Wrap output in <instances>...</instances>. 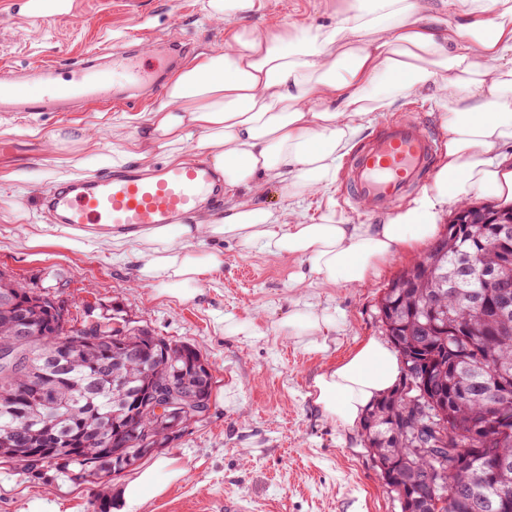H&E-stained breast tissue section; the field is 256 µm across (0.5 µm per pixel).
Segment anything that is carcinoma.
<instances>
[{
	"label": "carcinoma",
	"mask_w": 512,
	"mask_h": 512,
	"mask_svg": "<svg viewBox=\"0 0 512 512\" xmlns=\"http://www.w3.org/2000/svg\"><path fill=\"white\" fill-rule=\"evenodd\" d=\"M494 228L447 225L420 261L389 283L379 303L405 380H415L420 364L432 383L426 414L398 386L364 420L368 448L401 512H503V503H512V425L503 430L495 420L501 411L512 414V308L500 309L498 289L484 287L487 279L512 285V250L487 247ZM59 301L0 271V351L20 352L15 361L0 362V459L19 462L27 449L6 435L26 433L30 447L47 457L48 470L24 466V473L91 483L112 475L127 456L143 458L140 433L156 422L145 404L112 421L119 393L101 366L113 365L134 386L161 382L177 392L199 383L190 361L200 351L171 340L163 349L147 345L143 357L153 370L145 378L106 335L112 315H99L104 335L90 340L87 319L70 314L58 320ZM18 317L31 321L29 335L19 342L11 336ZM34 377L54 395V406L41 409L56 421L54 438L43 436L29 413L27 385ZM424 423L440 426L448 456L417 452L412 435ZM94 430L101 432L97 443L89 442Z\"/></svg>",
	"instance_id": "carcinoma-1"
}]
</instances>
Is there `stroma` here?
I'll list each match as a JSON object with an SVG mask.
<instances>
[{"label":"stroma","instance_id":"35a3bbf8","mask_svg":"<svg viewBox=\"0 0 512 512\" xmlns=\"http://www.w3.org/2000/svg\"><path fill=\"white\" fill-rule=\"evenodd\" d=\"M22 0H0V68L14 71L25 96L44 93L31 67L78 62L89 50L103 52L144 39L152 55L170 43L196 54L223 45L224 24L207 16L204 0H70L68 12L44 21L27 19ZM333 20L323 0H268L250 24L318 25ZM159 97L145 92L117 95L100 104L41 112L29 118L0 112V270L30 287L58 295L74 315L117 311L137 325L197 346L213 374L210 411L181 438L162 449L177 459L184 476L142 512H224V499L239 498L243 512H401L367 447L362 426L342 429L314 405V377L366 338L386 340L378 314L388 284L411 259L400 254L364 286L294 288L298 259L224 243L222 269L206 277L202 296L178 303L137 283L136 241L124 255L92 238L54 227L37 248L28 240L48 223L41 199L57 182L93 178L105 170L112 131L137 135ZM78 126L91 143L79 167L59 164L51 136ZM24 173L21 181L10 180ZM328 311L336 320L326 350L307 348L277 332L297 301ZM258 317L252 336H228L225 320ZM134 471L96 485L45 483L16 465L0 463V512H100L98 495L116 498Z\"/></svg>","mask_w":512,"mask_h":512}]
</instances>
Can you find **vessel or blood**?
<instances>
[{
	"mask_svg": "<svg viewBox=\"0 0 512 512\" xmlns=\"http://www.w3.org/2000/svg\"><path fill=\"white\" fill-rule=\"evenodd\" d=\"M165 60L141 63L133 51L111 54L107 66L51 65L41 69L45 93L27 98L18 81L0 75V112H48L54 106L110 98L117 89L153 83ZM439 154L436 137L411 113L386 120L349 159L342 176L348 208L388 213L422 188ZM224 183L207 161L183 167L130 166L60 184L46 199L56 223L92 233L136 235L148 226L185 224L201 207L220 208Z\"/></svg>",
	"mask_w": 512,
	"mask_h": 512,
	"instance_id": "vessel-or-blood-1",
	"label": "vessel or blood"
}]
</instances>
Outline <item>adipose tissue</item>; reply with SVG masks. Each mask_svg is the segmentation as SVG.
Wrapping results in <instances>:
<instances>
[{"instance_id": "1", "label": "adipose tissue", "mask_w": 512, "mask_h": 512, "mask_svg": "<svg viewBox=\"0 0 512 512\" xmlns=\"http://www.w3.org/2000/svg\"><path fill=\"white\" fill-rule=\"evenodd\" d=\"M265 0H206L225 21L222 49L200 51L174 74L135 137L121 138L107 162L133 158L183 164L204 157L224 179V213L142 232L138 280L181 303L197 300L224 265L219 241L300 260L295 285H366L399 253L433 240L449 205L482 196L512 203V0H336L333 23L248 24ZM455 22H448V15ZM430 92L448 135L429 184L381 224H349L335 210L318 220L302 202L335 186L341 162L373 113ZM288 209L259 206L268 185ZM214 241L204 250L203 240ZM334 323L306 304L281 320L282 335L318 345ZM401 375L398 357L368 338L329 363L311 386L314 404L350 429ZM163 458L121 489L116 512H140L148 494L181 479Z\"/></svg>"}]
</instances>
